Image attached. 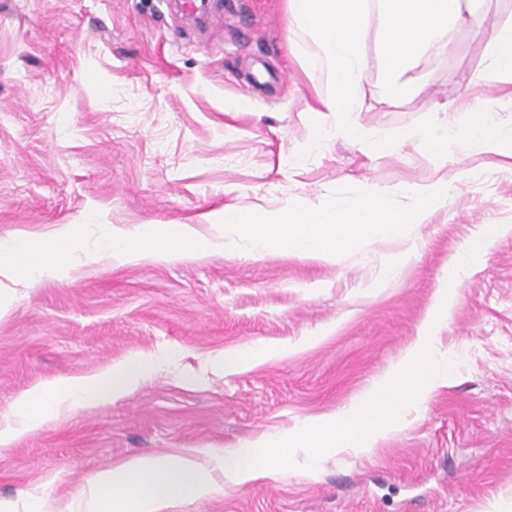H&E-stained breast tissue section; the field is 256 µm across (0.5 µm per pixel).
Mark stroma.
Masks as SVG:
<instances>
[{
  "mask_svg": "<svg viewBox=\"0 0 512 512\" xmlns=\"http://www.w3.org/2000/svg\"><path fill=\"white\" fill-rule=\"evenodd\" d=\"M195 29L169 0H0V239L59 225L190 224L227 209L322 206L342 187L448 184L408 235L415 254L382 280L398 240L335 263L246 250L194 261L81 268L27 287L0 273V416L32 388L136 354L172 360L127 397L76 408L0 450V512L74 506L92 472L132 456L231 450L348 406L427 323L455 250L480 227L512 225V156L476 143L441 162L405 132L457 126L487 107L512 127V83L486 68L512 0H478L448 43L427 51L389 97L381 20L362 28L366 68L355 119L389 155L336 134V88L289 0H214ZM460 358L447 386L372 457L327 453L297 468L165 512H512V232L497 236L435 333ZM262 355H253L256 345ZM234 355L237 368L214 370Z\"/></svg>",
  "mask_w": 512,
  "mask_h": 512,
  "instance_id": "1",
  "label": "stroma"
}]
</instances>
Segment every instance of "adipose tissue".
Listing matches in <instances>:
<instances>
[{"instance_id": "obj_1", "label": "adipose tissue", "mask_w": 512, "mask_h": 512, "mask_svg": "<svg viewBox=\"0 0 512 512\" xmlns=\"http://www.w3.org/2000/svg\"><path fill=\"white\" fill-rule=\"evenodd\" d=\"M476 0H378L382 24L378 32L379 70L389 96L403 94L401 75L427 49L441 47L447 36L471 16ZM291 23L310 25L321 51V62L332 71L336 94L327 100L328 111L340 117L337 133L350 135L377 153L387 154L394 142L373 137L354 122L360 111V80L365 68L360 32L366 0H291ZM435 157L447 159L470 141L490 150L512 142V129L491 123L487 113L465 112L459 128L436 127L414 131ZM168 353L136 355L106 370L81 377L58 378L24 395L10 414L0 419V447H8L59 414L63 408L109 404L131 393L141 381L169 361Z\"/></svg>"}]
</instances>
